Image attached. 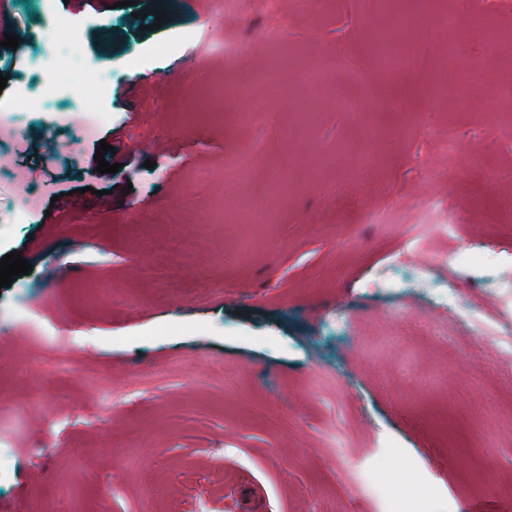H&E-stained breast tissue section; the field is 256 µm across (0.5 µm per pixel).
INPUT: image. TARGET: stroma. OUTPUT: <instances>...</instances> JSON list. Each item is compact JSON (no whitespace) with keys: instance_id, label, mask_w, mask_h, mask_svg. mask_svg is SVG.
<instances>
[{"instance_id":"35a3bbf8","label":"stroma","mask_w":512,"mask_h":512,"mask_svg":"<svg viewBox=\"0 0 512 512\" xmlns=\"http://www.w3.org/2000/svg\"><path fill=\"white\" fill-rule=\"evenodd\" d=\"M225 2L0 0L23 44L0 51V113L29 108L46 34L69 47L41 73L53 113L0 125V255L31 264L0 288V512H197L189 476L210 512H512L479 323L512 268V16L433 0L413 65L339 112L387 0ZM478 15L502 18L494 53ZM453 40L498 111H458Z\"/></svg>"}]
</instances>
